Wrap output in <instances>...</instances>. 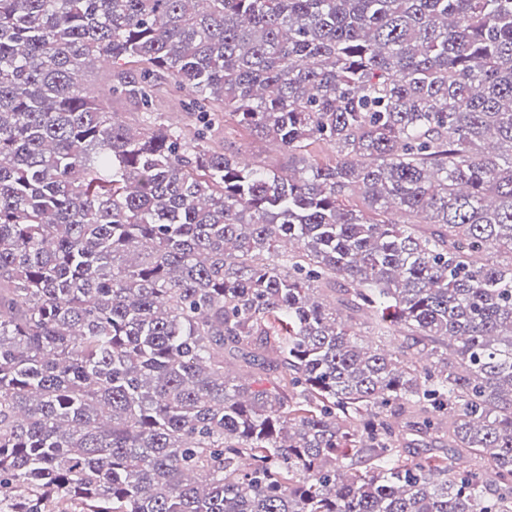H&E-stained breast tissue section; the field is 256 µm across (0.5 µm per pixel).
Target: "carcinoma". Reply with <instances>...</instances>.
Instances as JSON below:
<instances>
[{
	"label": "carcinoma",
	"mask_w": 512,
	"mask_h": 512,
	"mask_svg": "<svg viewBox=\"0 0 512 512\" xmlns=\"http://www.w3.org/2000/svg\"><path fill=\"white\" fill-rule=\"evenodd\" d=\"M62 502L512 512V0H0V512ZM155 96L159 104V112L168 113L169 121L183 123L186 121L181 102L187 99V93L180 91L168 81H161L155 87ZM224 133L227 146L238 157L262 161L273 168H280L287 162L282 152L267 140L244 132L233 125H228Z\"/></svg>",
	"instance_id": "1"
}]
</instances>
